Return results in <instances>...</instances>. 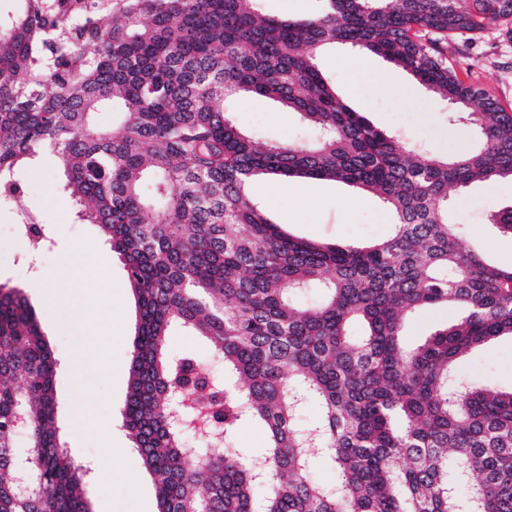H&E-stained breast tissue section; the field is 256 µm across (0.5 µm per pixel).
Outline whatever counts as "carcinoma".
Segmentation results:
<instances>
[{
    "instance_id": "carcinoma-1",
    "label": "carcinoma",
    "mask_w": 512,
    "mask_h": 512,
    "mask_svg": "<svg viewBox=\"0 0 512 512\" xmlns=\"http://www.w3.org/2000/svg\"><path fill=\"white\" fill-rule=\"evenodd\" d=\"M19 2L0 17V194L20 195L18 169L52 154L76 220L124 266L138 320L123 424L158 512H459L453 470L470 512H512V387L455 375L468 351L512 336V269L458 247L448 219L451 193L512 181V113L453 58L512 20V0H318L302 18L264 0ZM336 43L447 102L470 146L447 157L372 125L318 67ZM254 95L313 140L244 133L224 102ZM107 107L120 114L110 130L95 122ZM265 176L374 194L393 232L362 248L287 235L253 192ZM490 221L512 237V208ZM435 307L463 315L405 344L408 320ZM175 328L224 372L169 352ZM55 366L27 296L0 283V512H93L84 469L61 452ZM180 370L189 425L168 428ZM311 401L319 418L299 429ZM245 425L269 434L248 457L225 448ZM19 432L43 477L23 493ZM187 436L220 442L206 467L185 463ZM318 458L334 483L313 479Z\"/></svg>"
}]
</instances>
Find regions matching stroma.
Returning <instances> with one entry per match:
<instances>
[{"mask_svg":"<svg viewBox=\"0 0 512 512\" xmlns=\"http://www.w3.org/2000/svg\"><path fill=\"white\" fill-rule=\"evenodd\" d=\"M463 66L467 80L512 106V21L487 28L472 42ZM323 76L339 97L373 125L452 155L471 136L450 122L449 107L384 58L347 45L328 49L319 60ZM239 127L276 143L308 141L311 133L294 114L254 97L225 105ZM20 199L0 196V282L24 290L58 361L55 377L62 443L71 457L91 469L94 512H158L152 478L123 426L128 365L136 325L134 296L115 254L95 225L74 217L75 204L58 176L55 157L43 154L21 173ZM260 199L272 222L293 236L340 246L362 247L387 236L393 220L377 197L359 196L341 183L274 177L263 181ZM512 207V181L472 184L448 200L459 224V243L504 269L512 268V238L487 221L489 211ZM37 214L54 241L33 265L18 263L23 249L14 224ZM56 273L51 300L36 292L33 275ZM467 379L512 386V338H499L460 359ZM112 433V459L101 458L100 435Z\"/></svg>","mask_w":512,"mask_h":512,"instance_id":"obj_1","label":"stroma"}]
</instances>
